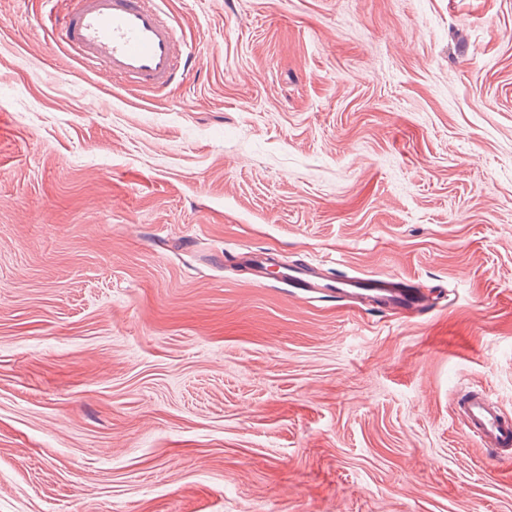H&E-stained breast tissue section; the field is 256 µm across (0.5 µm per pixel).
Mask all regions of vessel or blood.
<instances>
[{
  "mask_svg": "<svg viewBox=\"0 0 512 512\" xmlns=\"http://www.w3.org/2000/svg\"><path fill=\"white\" fill-rule=\"evenodd\" d=\"M61 18L62 37L82 58L118 78L129 77L148 88H168L176 76H188L192 51L160 16L154 0H72ZM341 299L360 305L376 303L402 313L415 312L421 298L403 282L348 276L340 281ZM467 431L484 446L512 445V427L505 425L489 397L472 394L462 406Z\"/></svg>",
  "mask_w": 512,
  "mask_h": 512,
  "instance_id": "obj_1",
  "label": "vessel or blood"
}]
</instances>
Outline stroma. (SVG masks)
Segmentation results:
<instances>
[{
  "instance_id": "1",
  "label": "stroma",
  "mask_w": 512,
  "mask_h": 512,
  "mask_svg": "<svg viewBox=\"0 0 512 512\" xmlns=\"http://www.w3.org/2000/svg\"><path fill=\"white\" fill-rule=\"evenodd\" d=\"M69 5L0 0V512H512V0H156L159 92ZM339 284L341 287L336 289L339 297L359 303L361 306L374 302L379 306L409 314L414 313L422 304L414 288L404 282H383L368 277L346 275ZM461 412L467 431L484 446L507 448L512 444V427L502 422L487 395L472 394L463 402Z\"/></svg>"
}]
</instances>
